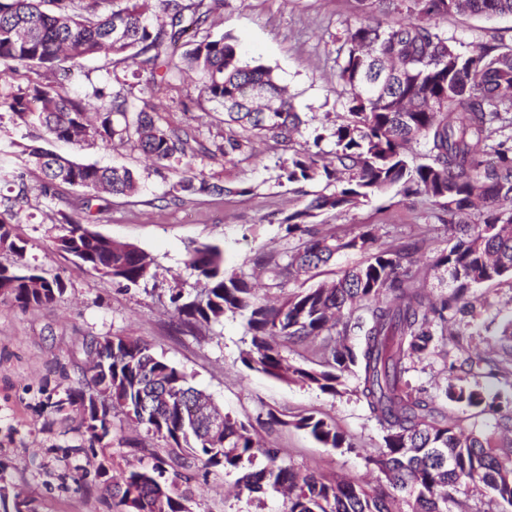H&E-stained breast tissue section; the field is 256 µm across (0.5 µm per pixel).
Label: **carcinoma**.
Wrapping results in <instances>:
<instances>
[{"label": "carcinoma", "mask_w": 512, "mask_h": 512, "mask_svg": "<svg viewBox=\"0 0 512 512\" xmlns=\"http://www.w3.org/2000/svg\"><path fill=\"white\" fill-rule=\"evenodd\" d=\"M45 1L53 11L41 9ZM146 2L0 0L1 82L21 67L69 71L88 58L112 57L110 92L99 87L64 96L41 85L11 87L0 92V112L78 147L131 143L153 164L179 175L172 185L177 194L247 192L208 183L194 161L218 154L232 161L252 151L262 136L291 143L303 124L291 97L271 68L240 59L231 35H211L220 0H154L161 19L157 24ZM375 2L359 0L363 19L343 42L339 70L347 117L329 134L334 149L307 147L280 167L279 178L289 185L323 183L335 190L317 192L303 209L285 215L280 224L298 244L283 253H262L254 266L272 286L282 288L341 251H367L368 258L331 285L294 292L275 305L260 297L245 274L226 268L219 246L201 244L186 260L196 287L187 291L176 281L168 300L179 322L190 329L220 324L229 313L245 317L250 346L241 362L251 370L332 395L339 393L343 373L354 374L357 395L384 432L383 448L367 456V464L386 475L406 512H448L452 493L464 483H480L497 502L512 506V448L502 447L496 436L512 429V397L461 377L448 378L435 394L404 381L412 363L433 356L434 343L460 346L456 315L468 307L466 294L472 287L512 278V211L501 206L512 201V143L492 141L498 129L512 124V47L453 43L427 20L465 10L512 15V0H411L417 20L386 26L370 18ZM116 20L120 37L113 35ZM190 27L198 37L187 42L179 64L171 48ZM184 65L200 75L197 98L224 112L220 144L163 125L156 106L141 97L170 84ZM419 140L427 146V161L414 165L407 152ZM26 164L43 174L44 194L62 185L93 191L79 203L87 217L98 190L127 196L139 189L128 168L84 164L40 148L28 152ZM395 186L407 195L425 192L455 227L454 243L435 260L455 287L438 303L415 285L413 254L419 243L376 248L373 228L346 240L310 225L320 212L345 211ZM472 214L480 223H469ZM56 229L57 251L124 288L156 276L155 259L135 245L110 243L66 214ZM0 251L12 256L9 265L0 263L3 296L28 308L48 306L63 295L59 277H45L25 259V241L11 217H0ZM290 343L320 356L319 367L291 363L284 351ZM87 348L106 352L105 367L89 380L107 390L103 420L112 422L118 411L187 452L206 473L217 467L242 472L240 489L258 499L282 495L284 512H392L384 489L369 490L352 480L326 481L285 465L276 450L255 444L249 425L227 414L222 436L209 438L193 407L199 401L217 410L211 395L192 386L184 372L140 340L105 336L91 339ZM448 401L493 415L494 426L468 434L456 431L443 410ZM294 426L327 448L353 449L323 418L304 416ZM259 454L266 465L247 470L245 464ZM112 497L126 512H183L192 489L188 484L180 488L178 478L167 477L156 463L130 471L113 485Z\"/></svg>", "instance_id": "cac0c4a2"}]
</instances>
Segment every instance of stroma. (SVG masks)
Returning a JSON list of instances; mask_svg holds the SVG:
<instances>
[{
  "label": "stroma",
  "instance_id": "1",
  "mask_svg": "<svg viewBox=\"0 0 512 512\" xmlns=\"http://www.w3.org/2000/svg\"><path fill=\"white\" fill-rule=\"evenodd\" d=\"M360 16L358 0H224L214 14L212 31L231 33L244 61L274 70L293 97L307 137L313 129L341 123L346 115L336 56L347 28ZM429 25L467 45L512 46L509 15H439ZM111 68L110 59L94 57L66 77L33 67L19 69L10 82L23 87L49 82L74 95L93 85L107 86ZM196 95L187 77L155 92L153 101L165 124L206 142L219 139L224 133L222 113L197 107L184 111L183 102ZM31 146L82 163L124 166L138 174L142 189L135 196L100 193V210L91 228L153 256L158 263L156 281L125 289L55 249L54 219L60 212H72L87 191L65 186L58 193L40 195L41 172L24 165L25 150ZM291 154V148L264 137L257 140L250 158L230 163L220 156L197 160V169L209 181L229 191L178 201L170 192L175 175L156 170L128 145L78 148L18 126L9 116L0 117V167L24 170L28 187L22 197L18 186L0 181V212L16 213L29 263L48 276H60L65 286L61 298L42 308H23L0 297V486L29 501L33 512H118L110 505L106 485L134 467L160 459L169 473H187L189 458L170 453L161 437L124 417L113 418L110 434L93 444L77 408L56 410L55 401L89 389L85 343L104 336H131L148 344L185 372L193 386L211 394L223 412L252 424L257 439L278 449L284 464L329 480L346 478L371 487L385 483V475L365 461L382 448L383 440L355 393V376H348L344 392L333 396L249 370L241 362L250 344L243 317L229 314L210 329L189 330L180 326L169 307L173 282L188 290L196 282L185 261L197 245H219L227 268L247 274L258 253L293 247L280 221L304 208L318 187L280 184L279 166ZM443 214L427 195L407 196L395 187L347 211L318 215L313 222L319 231L340 237L374 226L382 247L420 242L416 285L437 299L443 290L433 263L451 238ZM469 298L477 303L474 313L458 315L457 320L477 327V335L464 337L459 351L437 347L434 356L409 372L410 386L432 392L455 371L469 383L489 382L512 394V364L502 363L491 378L481 362L497 349L501 326L512 318V281L483 284L472 289ZM270 411L279 424L267 425ZM307 415L333 422L352 449L323 447L296 428V420ZM238 477V472L214 468L196 480L191 512H282L280 497H250L239 489Z\"/></svg>",
  "mask_w": 512,
  "mask_h": 512
}]
</instances>
